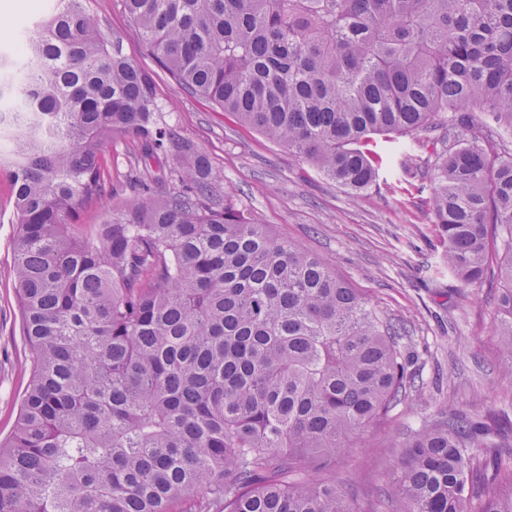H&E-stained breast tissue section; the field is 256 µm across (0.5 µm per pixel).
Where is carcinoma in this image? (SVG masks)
I'll return each mask as SVG.
<instances>
[{
    "label": "carcinoma",
    "instance_id": "carcinoma-1",
    "mask_svg": "<svg viewBox=\"0 0 512 512\" xmlns=\"http://www.w3.org/2000/svg\"><path fill=\"white\" fill-rule=\"evenodd\" d=\"M90 3L60 0L26 57L0 53L33 363L0 441V512H354L316 475L404 401L401 329L244 215ZM118 3L185 93L350 194L376 180L371 136L438 145L430 223L464 285L499 284L512 372V0ZM116 135L140 146L141 198L81 224L112 201ZM396 447L393 512H512V441L487 423L445 415Z\"/></svg>",
    "mask_w": 512,
    "mask_h": 512
}]
</instances>
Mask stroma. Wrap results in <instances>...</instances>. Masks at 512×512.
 Instances as JSON below:
<instances>
[{
    "instance_id": "1",
    "label": "stroma",
    "mask_w": 512,
    "mask_h": 512,
    "mask_svg": "<svg viewBox=\"0 0 512 512\" xmlns=\"http://www.w3.org/2000/svg\"><path fill=\"white\" fill-rule=\"evenodd\" d=\"M0 0V49L12 45L20 27L50 14L57 0H24L16 14ZM103 32L155 81L163 118L206 153L223 187L245 215L302 249L328 261L387 321L403 325L402 345L415 375L401 404L380 426L365 429L337 457L336 479L354 512H390L381 492L393 484L395 437L417 429L440 411L481 418L495 412L503 435L512 434V373L501 364L492 334L499 290L487 282L464 286L442 261L444 243L429 222V176L411 164L430 147L411 148L410 138L373 136L370 150L382 162L375 186L353 196L276 145L185 94L159 69L131 20L113 0H96ZM139 149L115 136L105 145L112 186L120 200L132 198L128 175ZM13 185L0 169V438L12 432L31 376L29 351L11 267L14 260Z\"/></svg>"
}]
</instances>
